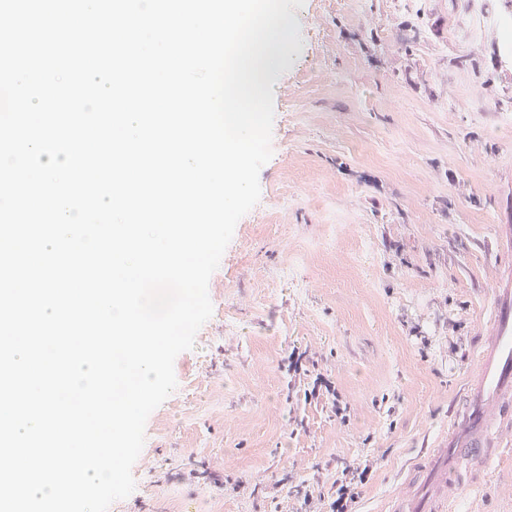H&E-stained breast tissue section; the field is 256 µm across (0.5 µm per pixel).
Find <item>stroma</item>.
<instances>
[{
    "label": "stroma",
    "instance_id": "35a3bbf8",
    "mask_svg": "<svg viewBox=\"0 0 512 512\" xmlns=\"http://www.w3.org/2000/svg\"><path fill=\"white\" fill-rule=\"evenodd\" d=\"M271 159L108 512H298L370 461L386 512L512 286V0H304ZM302 375L288 373L292 351ZM335 395L305 400L316 375ZM451 512H512V444Z\"/></svg>",
    "mask_w": 512,
    "mask_h": 512
}]
</instances>
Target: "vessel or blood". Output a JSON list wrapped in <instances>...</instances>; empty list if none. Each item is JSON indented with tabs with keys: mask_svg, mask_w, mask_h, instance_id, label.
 <instances>
[{
	"mask_svg": "<svg viewBox=\"0 0 512 512\" xmlns=\"http://www.w3.org/2000/svg\"><path fill=\"white\" fill-rule=\"evenodd\" d=\"M478 355L448 435L409 469L390 512H447L465 466L487 461L512 440V289L495 291L493 328L477 339Z\"/></svg>",
	"mask_w": 512,
	"mask_h": 512,
	"instance_id": "1",
	"label": "vessel or blood"
}]
</instances>
